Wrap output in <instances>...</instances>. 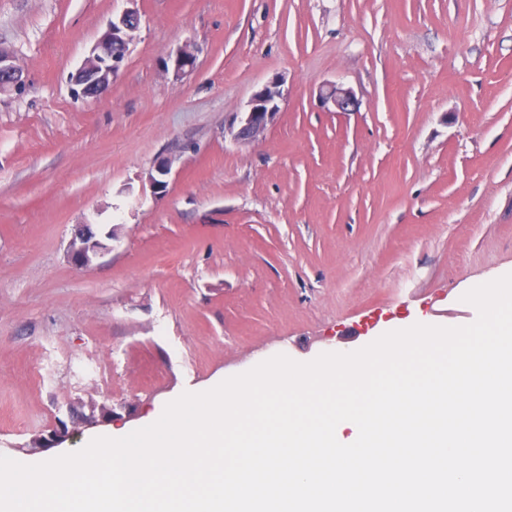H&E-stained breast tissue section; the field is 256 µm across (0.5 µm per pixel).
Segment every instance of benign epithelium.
<instances>
[{
  "mask_svg": "<svg viewBox=\"0 0 512 512\" xmlns=\"http://www.w3.org/2000/svg\"><path fill=\"white\" fill-rule=\"evenodd\" d=\"M139 23V14L133 9L109 22L104 34L91 47L71 76L77 95L97 98L110 88L112 81L124 67ZM195 61L196 47L186 42L170 56L165 70L172 71L173 77L179 79L193 70ZM23 74V68L15 53L0 46V94L21 89L24 84ZM319 97L323 108L329 112H354L359 107V99L354 90L341 83L324 84L319 91ZM283 101L284 92L280 82L276 79L268 82L253 93L244 111L233 113L232 118L224 125V135L240 147L262 141L268 130L277 123ZM176 161L175 156H162L154 162L147 173L153 194L162 196L167 192ZM118 230L119 225L115 224L101 235L95 224L77 225L68 243V261L79 269L92 266L97 259L113 250L112 242L119 239ZM111 416L112 409L98 407L94 403L87 405L78 401L68 408V418L74 424L93 426ZM68 423L62 420L51 435L40 436L39 450L55 448L64 443L70 434Z\"/></svg>",
  "mask_w": 512,
  "mask_h": 512,
  "instance_id": "obj_1",
  "label": "benign epithelium"
}]
</instances>
